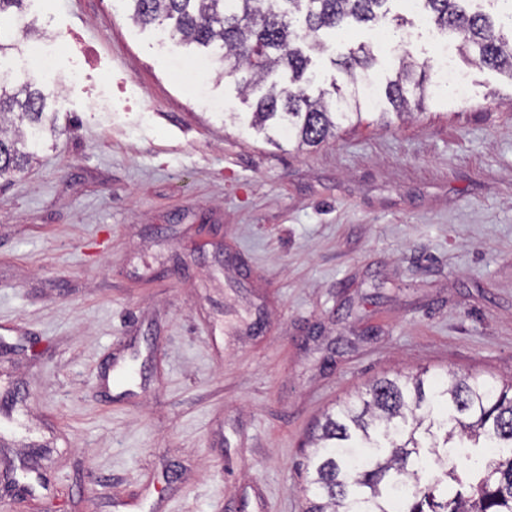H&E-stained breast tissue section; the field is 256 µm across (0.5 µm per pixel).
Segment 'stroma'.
Returning a JSON list of instances; mask_svg holds the SVG:
<instances>
[{"label": "stroma", "mask_w": 512, "mask_h": 512, "mask_svg": "<svg viewBox=\"0 0 512 512\" xmlns=\"http://www.w3.org/2000/svg\"><path fill=\"white\" fill-rule=\"evenodd\" d=\"M387 7L405 25L356 80L408 52L433 97L309 147L225 122L257 95L218 70L187 93L206 50L117 0H28L78 44L42 87L54 141L0 178V512H305L340 400L422 367L512 379V79ZM374 30L321 32L311 72L345 82ZM375 60L374 48L370 45H361L357 51L351 52L344 59L333 62L348 76L353 77V71L357 67L366 69Z\"/></svg>", "instance_id": "obj_1"}]
</instances>
